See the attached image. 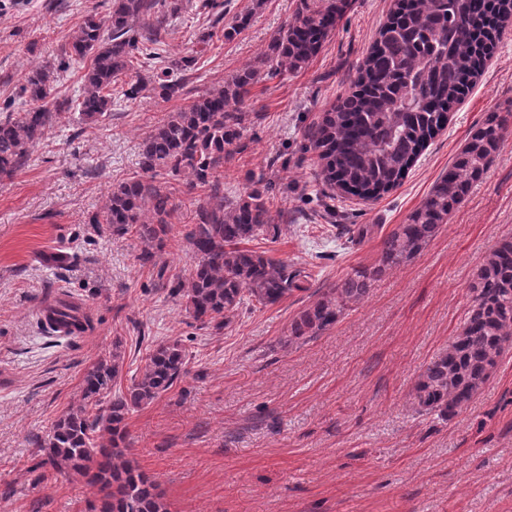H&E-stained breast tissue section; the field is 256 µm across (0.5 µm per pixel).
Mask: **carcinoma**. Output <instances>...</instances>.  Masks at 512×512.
<instances>
[{
	"instance_id": "cac0c4a2",
	"label": "carcinoma",
	"mask_w": 512,
	"mask_h": 512,
	"mask_svg": "<svg viewBox=\"0 0 512 512\" xmlns=\"http://www.w3.org/2000/svg\"><path fill=\"white\" fill-rule=\"evenodd\" d=\"M350 0H299L293 20L278 30L267 51L236 70L224 84L172 112L145 137L138 165L141 176L112 186L104 210L92 217L112 234L137 235L144 244L139 260H153L165 246L174 212L158 176L208 191L194 224L185 233L194 266L188 279L165 276L162 286L186 300L199 328L221 333L244 304L272 306L304 291L310 274L255 251L243 243L275 240L271 223V183L248 175L249 189L226 199L224 159L247 148L251 125L245 110L252 89L269 76L304 69L322 49ZM181 9L180 0H111L108 12L88 13L61 45L60 66L90 60L76 100L79 115L95 121L112 109V85L133 63L154 60L153 46ZM240 14L224 26L232 40L250 24ZM512 18V0H393L387 21L359 66L355 89L304 133L317 152L322 185L364 201L381 198L401 184L432 139L448 125V113L470 92ZM193 59L183 57L160 68L150 81L136 78L121 88L136 100L152 83L164 100L185 94V73ZM58 69L45 65L29 72L20 86L32 107L0 113V177L12 175L52 124ZM512 123V107L491 112L466 140L448 171L407 218L380 238L379 258L336 282L292 321L288 341L311 340L329 330L351 305L366 298L388 270L419 254L448 223L452 212L487 171ZM350 242L375 234L372 224H342ZM472 305L460 332L422 370L413 386L419 412L441 419L458 415L495 374L512 346V238L500 241L470 284ZM119 350L101 359L83 377L78 405L60 416L37 441L43 458L30 467L37 481L68 474L96 490L90 512H169L163 493L129 458L126 420L152 404L187 374L189 352L178 342L150 349L130 384L117 386Z\"/></svg>"
}]
</instances>
